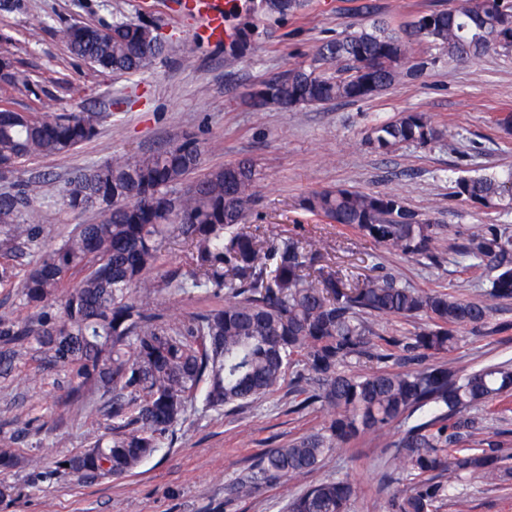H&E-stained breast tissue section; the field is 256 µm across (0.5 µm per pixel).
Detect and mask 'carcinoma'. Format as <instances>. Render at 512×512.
I'll list each match as a JSON object with an SVG mask.
<instances>
[{"instance_id":"carcinoma-1","label":"carcinoma","mask_w":512,"mask_h":512,"mask_svg":"<svg viewBox=\"0 0 512 512\" xmlns=\"http://www.w3.org/2000/svg\"><path fill=\"white\" fill-rule=\"evenodd\" d=\"M306 0H250L249 15L284 17ZM257 24L237 28L233 56L251 48ZM57 35L70 52L102 73L139 74L164 46L143 23L117 18L99 27L62 24ZM409 36L437 45L448 58L466 60L512 49V0H460L452 9L419 15ZM407 48L396 29L372 24L319 42L306 66L263 82L251 97L283 108L372 98L398 83ZM0 85L39 97V86L0 50ZM97 134L93 116L69 112L49 118L0 103V175L13 177L32 157L69 152ZM443 136L424 112L374 123L366 136L387 153L403 144L427 146ZM201 149L187 136L162 152L115 156L76 173L62 205L104 212L80 224L57 248L43 249L36 202L41 182L16 180L0 192V288H19L40 318L15 326L0 316L3 335L45 354L54 367H73L72 391L112 393V437L59 464L80 479H121L151 457L182 419L199 384L205 407L228 411L274 393L293 376L292 404L332 413L315 432L267 448L225 488L224 504L304 477L362 435L384 433L414 414L419 420L385 445L388 512H438L455 485L480 475H512V454L498 434L486 432L481 407L512 395V363L460 373L445 357L457 333L487 323L489 308L449 292L415 288L378 274L351 283L326 272L320 250L296 237H261L248 231L256 205V171L249 159L210 169L195 180ZM456 197L487 209L512 211V169L495 176L461 177ZM301 207L405 255L436 257L441 229L418 218L390 192L348 188L314 191ZM189 247V271L162 267L165 244ZM39 254L32 264L21 259ZM461 261L489 270L487 294L512 300V235L485 225L457 249ZM156 288L181 293L224 291V306L169 323L149 296ZM418 316L426 322L403 338L375 342L371 317ZM402 352L407 366L374 369ZM358 364L364 370H346ZM300 365L302 369L294 370ZM353 485L318 481L289 498L285 512H347Z\"/></svg>"}]
</instances>
